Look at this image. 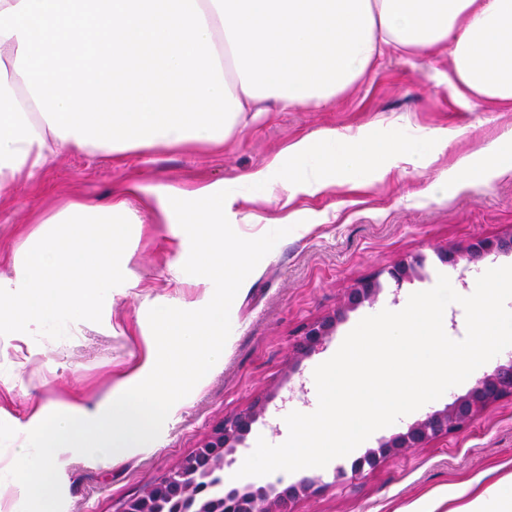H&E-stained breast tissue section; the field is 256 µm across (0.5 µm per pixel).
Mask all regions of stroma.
<instances>
[{"mask_svg": "<svg viewBox=\"0 0 512 512\" xmlns=\"http://www.w3.org/2000/svg\"><path fill=\"white\" fill-rule=\"evenodd\" d=\"M354 134L367 129L381 139L409 138L430 155L422 168L400 164L385 180L359 174L360 188L342 185L313 196L297 195L289 205L264 199L245 175L268 168L294 142L321 130ZM448 130V145L436 151L422 139L426 130ZM512 130V111L454 97L448 86V58L388 52L373 71L325 108L299 106L270 112L239 125L223 150L204 145L115 155L66 152L31 178L17 183L0 203V278L13 277V261L28 233L73 197L106 203L122 182L193 189L224 186L233 195L227 235L268 244L265 262L244 271L236 301L224 310V360L186 392L156 441L109 467L73 458L58 481L52 512H124L127 501L160 482L184 457L210 440L226 416L253 404L265 416L247 435L238 455L258 438L273 445L288 437L284 421L293 411L318 405L315 368L331 358L364 317L404 307L411 294L431 289L447 275L460 295L473 293L487 269L512 264L511 256L477 264H442L437 251L466 249L477 238L512 233V174L472 179L432 197L429 186L466 155L481 151ZM173 210L167 223L132 224L125 272L104 293L103 312L74 325L32 336L0 335V453L10 452L17 427L34 401L65 405L74 396L97 401L142 364L153 342L160 306L203 307L210 292L195 285L194 244ZM424 255L421 278L395 288L385 284L374 303L347 312L335 332L311 351L300 341L307 324L333 314L359 280L396 261ZM512 358L508 348L447 390L426 409L375 431L351 455L326 467L266 475L284 487L308 477L316 492L300 497L296 512H423L428 500L449 487L474 483L487 489L485 512H494L499 490L512 483V396L497 400L460 431L400 457L385 459L358 480L335 483L337 468L380 441L405 431L428 410L444 408L466 394L478 378Z\"/></svg>", "mask_w": 512, "mask_h": 512, "instance_id": "35a3bbf8", "label": "stroma"}]
</instances>
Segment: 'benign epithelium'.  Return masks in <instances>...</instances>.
Listing matches in <instances>:
<instances>
[{
  "mask_svg": "<svg viewBox=\"0 0 512 512\" xmlns=\"http://www.w3.org/2000/svg\"><path fill=\"white\" fill-rule=\"evenodd\" d=\"M512 254V234L498 238H478L462 251L444 249L437 253L443 263L455 265L461 258L475 263L489 257ZM425 257L400 260L386 270L396 288L420 276ZM383 285L377 278L358 282L347 290L335 313L307 325L300 347L313 350L333 334L337 323L349 311L375 301ZM512 396V359L496 366L477 380L470 391L444 408L434 410L408 428L380 442L356 460L351 473L336 469L345 480L362 475L364 469L377 467L384 459L398 456L410 448H424L434 440L457 432L476 415L503 396ZM257 404L225 417L224 424L196 453L182 460L159 483L127 502L125 512H294L293 504L309 493L315 481L301 479L285 488L254 481L228 484L224 469L234 463L230 458L262 416Z\"/></svg>",
  "mask_w": 512,
  "mask_h": 512,
  "instance_id": "7a95c632",
  "label": "benign epithelium"
}]
</instances>
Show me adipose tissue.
<instances>
[{"label": "adipose tissue", "instance_id": "1", "mask_svg": "<svg viewBox=\"0 0 512 512\" xmlns=\"http://www.w3.org/2000/svg\"><path fill=\"white\" fill-rule=\"evenodd\" d=\"M441 48L458 97L512 107V0H0V192L75 148H220L246 113L269 103L319 108L385 51ZM401 161L420 167L427 155L411 140L325 129L274 166L290 199L365 170L385 179ZM504 173H512V131L430 191ZM129 194L161 211L170 197L190 202L184 224L195 262L224 290L199 309L159 308L146 361L104 399L31 410L6 463L29 512H45L70 457L109 466L157 435L184 392L222 361L224 309L241 272L267 255L263 240L225 235L234 199L220 186L153 194L131 184L105 205L72 201L44 220L14 280L0 284L1 336L100 314L103 291L126 266V227L140 221Z\"/></svg>", "mask_w": 512, "mask_h": 512}]
</instances>
